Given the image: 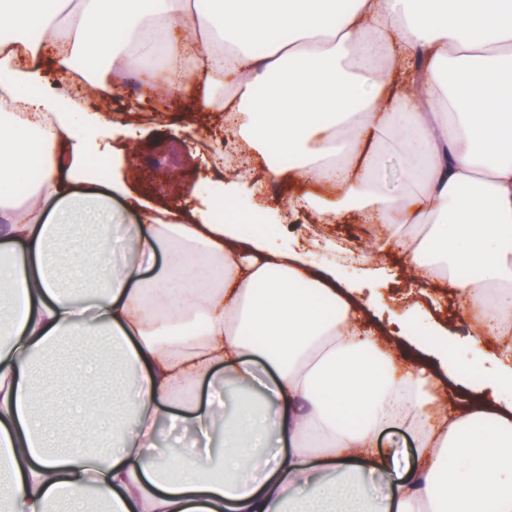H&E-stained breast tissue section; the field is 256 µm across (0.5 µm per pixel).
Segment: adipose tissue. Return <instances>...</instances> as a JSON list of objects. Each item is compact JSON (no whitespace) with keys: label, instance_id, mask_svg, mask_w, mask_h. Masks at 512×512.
Here are the masks:
<instances>
[{"label":"adipose tissue","instance_id":"ef3b65f1","mask_svg":"<svg viewBox=\"0 0 512 512\" xmlns=\"http://www.w3.org/2000/svg\"><path fill=\"white\" fill-rule=\"evenodd\" d=\"M202 2L0 0L16 43L0 91L20 107L0 113V512H91L94 494L101 512H512V0ZM231 32L264 52L219 46ZM152 55L241 146L294 155L289 211L333 224L351 202L380 225L347 261L395 251L420 283L447 280L496 341L483 385L448 358L399 369L413 329L380 335L335 269L181 205L142 207L112 261L123 187L99 188L72 132L82 103L60 111L38 65L107 62L90 96ZM384 141L406 160L397 198L378 186ZM102 339L127 384L90 411L101 363L47 356ZM164 423L197 445L160 453ZM394 426L407 473L378 445Z\"/></svg>","mask_w":512,"mask_h":512}]
</instances>
